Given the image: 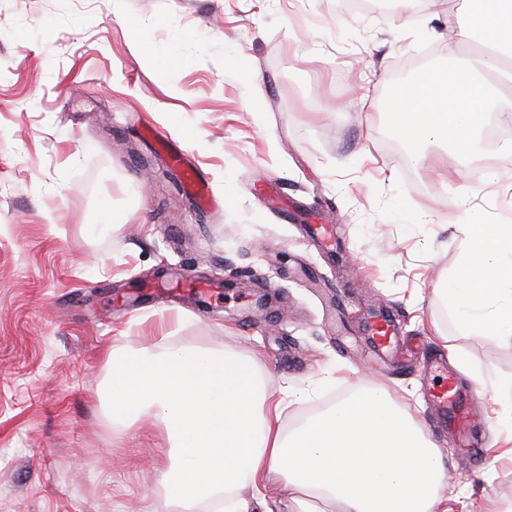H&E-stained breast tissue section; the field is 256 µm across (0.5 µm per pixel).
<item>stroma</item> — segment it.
<instances>
[{
  "label": "stroma",
  "instance_id": "stroma-1",
  "mask_svg": "<svg viewBox=\"0 0 512 512\" xmlns=\"http://www.w3.org/2000/svg\"><path fill=\"white\" fill-rule=\"evenodd\" d=\"M467 3L0 0V512H156L165 430L113 427L109 393L112 356L158 340L235 354L272 396L299 394L286 430L376 389L441 452V512L512 505V409L492 384L512 375V339L459 334L433 292L456 268L462 224L512 209V81L496 84L492 160L463 165L432 140L419 168L384 131L396 72L428 54L477 58L450 26ZM148 123L219 208L174 190ZM462 192L465 208L448 203ZM415 211L430 223L402 221ZM314 224L335 225L336 242L314 239ZM377 307L475 386L488 414L479 462L434 433L420 367L369 352L363 317Z\"/></svg>",
  "mask_w": 512,
  "mask_h": 512
}]
</instances>
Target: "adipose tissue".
<instances>
[{"label": "adipose tissue", "instance_id": "obj_1", "mask_svg": "<svg viewBox=\"0 0 512 512\" xmlns=\"http://www.w3.org/2000/svg\"><path fill=\"white\" fill-rule=\"evenodd\" d=\"M460 263L437 294L461 334L512 338V221L468 224ZM112 421L162 417L178 453L159 472L167 500H201L270 474L291 489L290 512H437L446 477L439 450L381 392L361 388L285 432L271 417L263 379L241 358L149 348L112 360Z\"/></svg>", "mask_w": 512, "mask_h": 512}]
</instances>
